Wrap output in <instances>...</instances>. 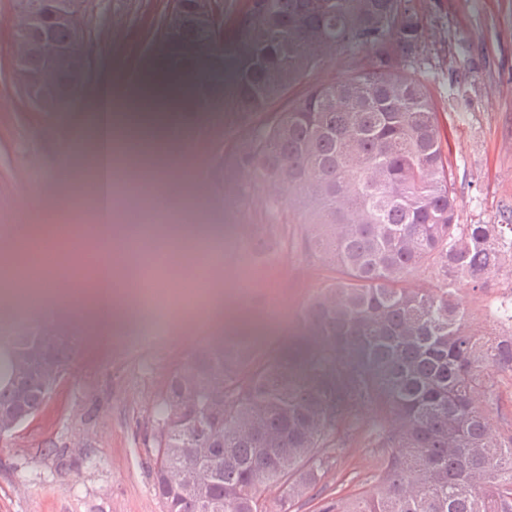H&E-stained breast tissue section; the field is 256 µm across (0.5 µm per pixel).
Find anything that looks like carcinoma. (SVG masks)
<instances>
[{
  "label": "carcinoma",
  "instance_id": "obj_1",
  "mask_svg": "<svg viewBox=\"0 0 512 512\" xmlns=\"http://www.w3.org/2000/svg\"><path fill=\"white\" fill-rule=\"evenodd\" d=\"M315 19L314 48L283 32L288 105L236 141L238 202L259 213L251 254L283 251L288 225L332 273L307 301L314 347L211 342L170 372L157 399L153 487L166 512H291L333 454L378 414L383 490L322 512H512V418L497 377L512 374V333L476 337L457 301L481 290L512 250V224L456 223L447 137L414 64L421 43L407 0H293ZM350 57L331 83L308 75ZM427 271L429 288L409 281ZM0 348V418L36 415L65 371L63 336L21 329ZM42 353L22 386L20 359ZM192 394L193 409L173 399ZM199 484L180 479L184 465ZM282 490L269 499L264 490Z\"/></svg>",
  "mask_w": 512,
  "mask_h": 512
}]
</instances>
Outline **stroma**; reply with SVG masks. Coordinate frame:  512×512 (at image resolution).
<instances>
[{
  "label": "stroma",
  "mask_w": 512,
  "mask_h": 512,
  "mask_svg": "<svg viewBox=\"0 0 512 512\" xmlns=\"http://www.w3.org/2000/svg\"><path fill=\"white\" fill-rule=\"evenodd\" d=\"M409 5L423 27L417 68L448 132L457 221H512V0ZM185 12L198 25L172 37L173 20ZM285 23L258 0H111L94 18L77 15L56 25L53 48L31 39L19 59L7 51L16 32L9 0H0V230L22 240L31 226L57 217L65 201L71 213L89 219L91 203L61 177L62 144L73 139L65 113L76 95L95 98L99 74L117 68L134 84L153 79L166 86L178 77L188 92L179 121L201 116L186 170L211 234L173 241L186 282L196 278L195 252L226 249L222 265L208 274L212 295L174 309L169 337L159 345L131 346L144 321L130 303L111 332L87 339L89 322L70 305L48 303L22 314L0 297V336L30 324L77 339L42 410L0 440V512H164L146 448L155 397L172 368L209 338L265 317L273 302L279 306L274 325L287 334L325 283L327 268L300 241L245 267L234 249L245 226L260 221L233 195L230 146L259 117L251 95L235 90L278 72L269 44ZM230 95L233 107H222ZM94 250L90 236L75 235L66 250L54 251V268L67 281L89 280ZM456 297L471 314L472 332L500 334L505 326L495 311L512 306V270L503 269L484 291L464 288ZM357 425V440L337 455L322 497L298 502L292 512H319L322 498L351 502L379 488L374 411L362 410Z\"/></svg>",
  "instance_id": "35a3bbf8"
}]
</instances>
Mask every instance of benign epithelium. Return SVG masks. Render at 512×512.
Masks as SVG:
<instances>
[{"instance_id":"obj_1","label":"benign epithelium","mask_w":512,"mask_h":512,"mask_svg":"<svg viewBox=\"0 0 512 512\" xmlns=\"http://www.w3.org/2000/svg\"><path fill=\"white\" fill-rule=\"evenodd\" d=\"M76 11L87 17L96 16L99 13L97 0H66L63 8L57 0H40L39 9L35 12L12 8L13 19L21 36L13 42L10 51L15 56L24 55L27 51L25 36L28 34L50 40L54 34V24L70 20Z\"/></svg>"}]
</instances>
